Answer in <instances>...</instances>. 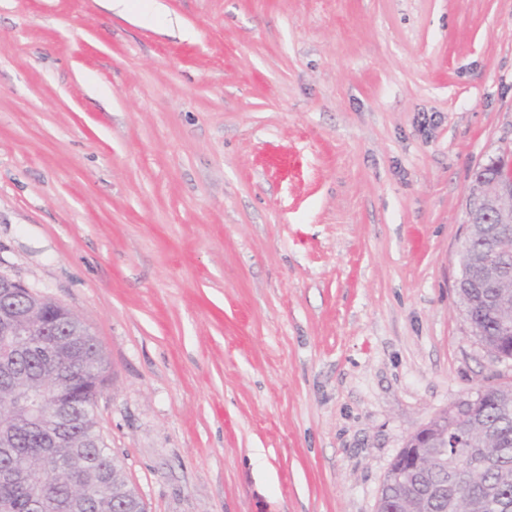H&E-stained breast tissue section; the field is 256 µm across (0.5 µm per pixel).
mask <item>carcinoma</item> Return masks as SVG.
<instances>
[{
    "label": "carcinoma",
    "mask_w": 512,
    "mask_h": 512,
    "mask_svg": "<svg viewBox=\"0 0 512 512\" xmlns=\"http://www.w3.org/2000/svg\"><path fill=\"white\" fill-rule=\"evenodd\" d=\"M56 337L51 356L42 337L23 347L0 335V512H114L115 500L134 495L123 467L108 451L94 414L105 382L107 360L95 338L73 311ZM467 314L482 341L511 343L498 335V319L470 305ZM75 402L77 424L61 432L54 410L18 403L20 396L52 385ZM448 465L430 462L416 475L423 482L443 480L448 496L463 501L462 512H492L490 502L512 499V388L491 387L471 416L448 415ZM83 492L82 508L74 507ZM381 512H456L453 503L417 500L403 481L384 483Z\"/></svg>",
    "instance_id": "carcinoma-1"
}]
</instances>
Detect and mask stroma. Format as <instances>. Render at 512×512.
<instances>
[{
	"label": "stroma",
	"mask_w": 512,
	"mask_h": 512,
	"mask_svg": "<svg viewBox=\"0 0 512 512\" xmlns=\"http://www.w3.org/2000/svg\"><path fill=\"white\" fill-rule=\"evenodd\" d=\"M0 0V273L81 316L146 512H376L512 386L455 280L512 0Z\"/></svg>",
	"instance_id": "stroma-1"
}]
</instances>
